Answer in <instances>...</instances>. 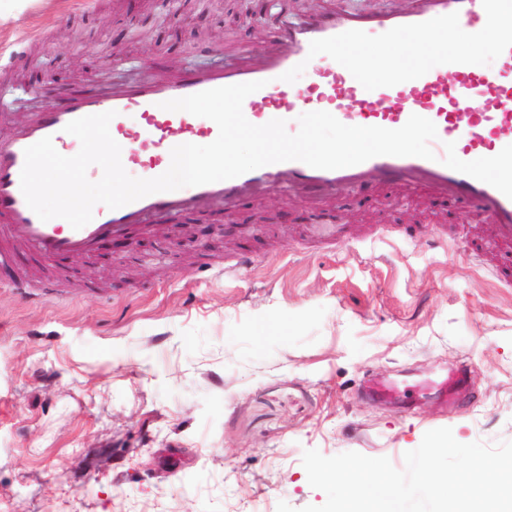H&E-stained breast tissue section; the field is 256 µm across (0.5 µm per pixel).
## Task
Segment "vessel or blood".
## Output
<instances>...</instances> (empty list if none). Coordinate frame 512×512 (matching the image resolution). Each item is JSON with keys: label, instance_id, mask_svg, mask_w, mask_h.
Returning a JSON list of instances; mask_svg holds the SVG:
<instances>
[{"label": "vessel or blood", "instance_id": "b4317fda", "mask_svg": "<svg viewBox=\"0 0 512 512\" xmlns=\"http://www.w3.org/2000/svg\"><path fill=\"white\" fill-rule=\"evenodd\" d=\"M436 33L458 41V49L441 51L408 70L387 57L371 69L341 55L374 36L416 42ZM480 54L492 55L496 67L477 68L474 59ZM301 72L310 75L303 86L295 81ZM254 81L263 87L243 103L252 124L273 119L291 123L297 113L326 111L349 126L397 129L416 114L437 128L431 143L435 157L378 156L336 170L299 161L269 164L233 179L155 193L114 210L96 205L92 220L77 230L63 219L44 222L27 205L20 189L25 149L49 136L59 153L70 155L75 138L65 131L69 122L113 112L109 130L121 147L125 170L154 178L169 168L173 147L218 136L212 120L162 109V102ZM133 113L140 123L131 128L126 119ZM449 142L464 161L495 156L512 144V0H409L404 12L368 16L321 10L300 23L281 25L257 65L190 68L168 79L143 78L110 91L76 88L47 101L12 138L0 140V273L7 275L6 285L23 288L26 280L13 273L20 251L58 263L94 255L108 241L131 243L170 232L172 220L205 207L233 211L246 197L285 193L331 205L344 194L383 186L420 191L481 215L495 229L487 248L498 254L500 274L510 281L512 199L445 166ZM369 392L391 402L425 395L453 405L466 392L465 377L452 372L412 385L379 378Z\"/></svg>", "mask_w": 512, "mask_h": 512}]
</instances>
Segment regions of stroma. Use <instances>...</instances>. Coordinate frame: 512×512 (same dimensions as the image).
Listing matches in <instances>:
<instances>
[{
  "label": "stroma",
  "instance_id": "35a3bbf8",
  "mask_svg": "<svg viewBox=\"0 0 512 512\" xmlns=\"http://www.w3.org/2000/svg\"><path fill=\"white\" fill-rule=\"evenodd\" d=\"M407 0H27L0 24V139L55 89L258 59L269 33L324 8ZM323 214L352 236L321 241ZM64 265L43 302L0 287V512H299L325 503L302 465L404 455L448 427L462 443L512 441V284L475 266L482 217L399 189L347 195L327 212L273 193L179 220ZM417 238L391 240L389 225ZM250 265L236 276L242 250ZM462 368L470 396L404 407L368 378Z\"/></svg>",
  "mask_w": 512,
  "mask_h": 512
}]
</instances>
